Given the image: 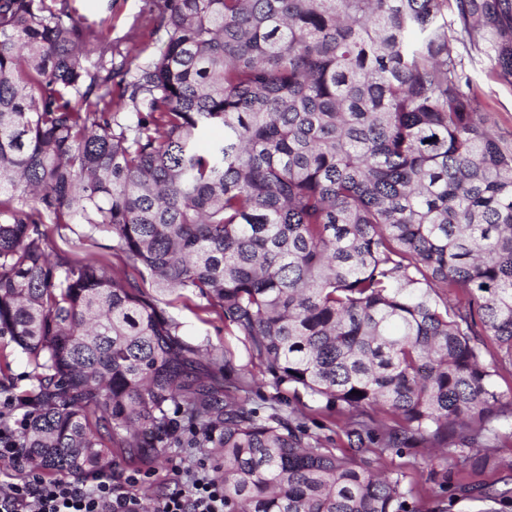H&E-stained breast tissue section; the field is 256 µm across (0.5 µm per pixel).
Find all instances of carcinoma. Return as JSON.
Returning a JSON list of instances; mask_svg holds the SVG:
<instances>
[{
    "instance_id": "carcinoma-1",
    "label": "carcinoma",
    "mask_w": 512,
    "mask_h": 512,
    "mask_svg": "<svg viewBox=\"0 0 512 512\" xmlns=\"http://www.w3.org/2000/svg\"><path fill=\"white\" fill-rule=\"evenodd\" d=\"M160 30L126 80L112 60ZM471 51L512 84V0H153L114 40L71 0H0V373L30 368L0 380V438L49 478L213 448L224 512H413L384 457L437 449L433 512H512L477 480L512 472L483 358L512 365V140ZM65 230L109 232L132 273L51 258ZM190 296L275 396L248 405L246 369L183 338L164 306ZM465 55V64L481 106L496 120L495 132L512 138V85L498 78L494 62L484 55ZM281 399L286 403L283 404L286 413L294 411L311 432L328 441L333 448L348 449L345 436L346 420L343 416L336 411L325 409L322 403L311 402L306 397L299 401L293 397L291 391L283 392ZM492 454L499 458H512V421L511 418L502 420L500 434L496 439L488 442Z\"/></svg>"
}]
</instances>
